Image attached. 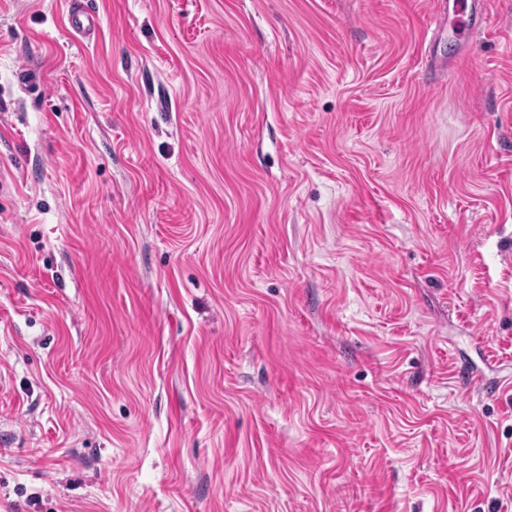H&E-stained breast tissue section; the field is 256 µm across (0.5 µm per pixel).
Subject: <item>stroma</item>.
<instances>
[{
	"mask_svg": "<svg viewBox=\"0 0 512 512\" xmlns=\"http://www.w3.org/2000/svg\"><path fill=\"white\" fill-rule=\"evenodd\" d=\"M0 0V512H512V0ZM70 26L76 36L89 39L98 26V18L86 8L85 4L72 1Z\"/></svg>",
	"mask_w": 512,
	"mask_h": 512,
	"instance_id": "stroma-1",
	"label": "stroma"
}]
</instances>
